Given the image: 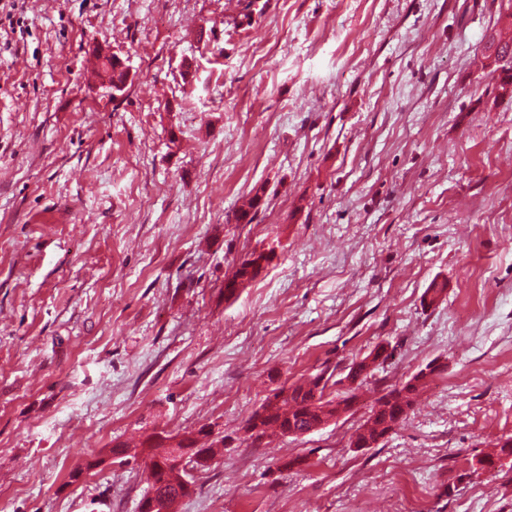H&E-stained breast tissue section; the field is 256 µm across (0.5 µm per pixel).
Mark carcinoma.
<instances>
[{
  "mask_svg": "<svg viewBox=\"0 0 512 512\" xmlns=\"http://www.w3.org/2000/svg\"><path fill=\"white\" fill-rule=\"evenodd\" d=\"M499 53L508 58L506 67L501 76V81L512 83V26L507 31H499L494 36ZM128 75L122 63H117L112 71V96L116 97L124 93L127 87ZM387 359L384 350L373 349L369 354L352 362L346 378L355 382L363 380L374 370L376 362ZM329 379L320 373L302 383L282 387L268 396L263 406L265 414L253 413L246 421V425L256 429L253 442L257 443L273 434L286 435L293 431H307L329 414V407L336 402L348 403L357 398L355 389L339 400L325 398V390ZM426 383L424 370H419L402 386L387 391L370 410L369 417L364 420L352 434V442L372 440L377 442L387 436L407 411L412 407L417 392ZM208 437V434L199 430L189 433L185 443L178 449V453L197 454L205 453L211 457L216 454L215 442L201 449L198 447V437ZM496 454H488L478 459L480 468L488 472L494 470L495 459L500 456L512 457V436L499 441ZM149 469L147 490L154 491L156 496L174 502L189 495L182 486L165 477L164 472L154 469L152 464H147Z\"/></svg>",
  "mask_w": 512,
  "mask_h": 512,
  "instance_id": "obj_1",
  "label": "carcinoma"
}]
</instances>
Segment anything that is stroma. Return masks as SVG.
Masks as SVG:
<instances>
[{
	"label": "stroma",
	"mask_w": 512,
	"mask_h": 512,
	"mask_svg": "<svg viewBox=\"0 0 512 512\" xmlns=\"http://www.w3.org/2000/svg\"><path fill=\"white\" fill-rule=\"evenodd\" d=\"M511 14L0 0V512H137L145 476L113 445L205 424L224 453L177 512H512V462L476 465L512 435V101L480 65ZM97 41L129 69L114 100ZM378 345L341 419L246 441L272 389L322 372L342 397ZM432 361L395 430L352 448ZM384 353L385 351L378 347L373 349L369 354L362 357L361 359L353 361L345 378L350 379L353 383L360 379L361 384L364 379L367 378V376L374 370L375 366L377 365V361L382 359V362H384L388 358L389 355H384ZM359 385L350 389V393L337 400V402L339 404L344 403L347 406L348 402L352 399L357 400V394L355 391L359 388Z\"/></svg>",
	"instance_id": "obj_1"
}]
</instances>
